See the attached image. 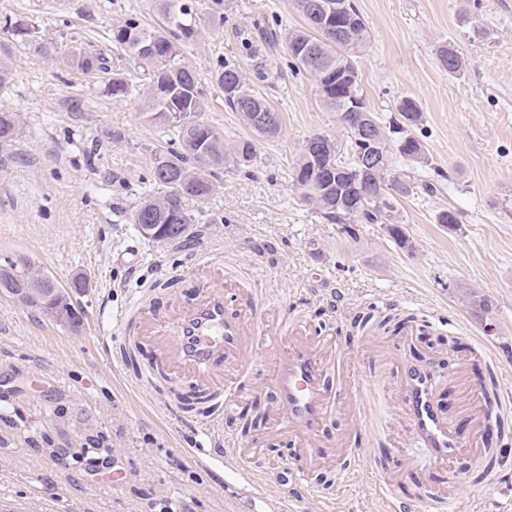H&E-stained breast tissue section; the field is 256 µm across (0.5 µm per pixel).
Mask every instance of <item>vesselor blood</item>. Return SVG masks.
Wrapping results in <instances>:
<instances>
[{"label": "vessel or blood", "mask_w": 512, "mask_h": 512, "mask_svg": "<svg viewBox=\"0 0 512 512\" xmlns=\"http://www.w3.org/2000/svg\"><path fill=\"white\" fill-rule=\"evenodd\" d=\"M198 294L171 319H149L154 334L167 337L166 358L175 360L176 374L190 375L202 395L211 401V424L222 422L234 407L224 396L241 372L257 362V337L266 335L267 376L278 395V405L269 423L275 433L298 439V455L305 461L322 456L316 438L332 408L344 406L363 396L365 387L349 378L345 354L326 340L301 334L295 319L280 316L266 326V307L254 294H247L244 309L230 311L224 300V286L207 280L196 281ZM401 344H393L376 360L389 372L395 393L374 392L367 414L376 430L384 432L392 418L404 420L411 439L428 448L433 461L450 464L460 458H481L464 431L454 426L436 401L438 382L429 368L401 356ZM385 512H419L430 505L434 512H458L456 501L435 487L423 495L397 499L392 488L400 476L390 466L378 473Z\"/></svg>", "instance_id": "obj_1"}]
</instances>
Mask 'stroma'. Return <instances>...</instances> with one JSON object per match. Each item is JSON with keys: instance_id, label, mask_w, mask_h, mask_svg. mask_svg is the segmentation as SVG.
I'll use <instances>...</instances> for the list:
<instances>
[{"instance_id": "35a3bbf8", "label": "stroma", "mask_w": 512, "mask_h": 512, "mask_svg": "<svg viewBox=\"0 0 512 512\" xmlns=\"http://www.w3.org/2000/svg\"><path fill=\"white\" fill-rule=\"evenodd\" d=\"M356 4L370 34L358 55L369 106L383 120L404 96L422 109L417 136L429 162L398 157L396 173L414 182L444 177L437 196L402 199L407 248L385 225L362 224L352 236L302 202L290 180L295 158L312 134L338 138L342 130L310 77L288 70L280 46L268 62L281 76L267 95L283 116L281 134L262 142L251 173L217 171V190L191 242L145 239L132 213L141 198L166 192L148 175L165 139L143 98L115 99L104 87L113 74L134 69L110 41L113 23L133 13L159 30L162 14L153 0H0V57L14 72L0 108L20 119L19 135L0 142V258L26 257L65 287L86 281L72 295L83 314L74 333L0 294V377L9 390L0 400V512H271L282 501L289 512H383L365 455L377 445L373 435L359 432L362 455L321 466L302 485L285 491L266 482L257 490L239 467L272 473L289 465L290 438L263 428L242 432L232 412L222 433L244 450L238 467L207 458L198 449V410L175 409L166 390L134 372L115 321L131 318L142 296L158 319H168L196 276L223 280L235 310L236 285L248 281L269 306L353 351L350 323L359 312L415 314L429 330L412 324L401 331L406 354L437 362L443 375L467 370V384L438 390L456 422L465 419L467 386L492 379L498 395L512 399V0ZM197 7L205 20L217 10L224 15L219 29L182 45L181 62L206 93L202 118L225 141L248 137L211 80L213 64L232 56L251 74L241 33L259 23L297 29L304 21L290 0L218 7L199 0ZM9 19L28 24L27 39L5 29ZM51 42L99 52L107 68L87 76L56 66L39 51ZM447 42L463 57L462 75L448 74L437 59ZM448 206L459 210L458 226L435 223ZM216 245L221 257L195 269ZM470 292L488 299L487 311L471 310ZM441 335L456 337L457 348L438 344ZM479 342L492 359L473 366ZM390 435L415 462L396 495L412 494L419 481L447 489L465 512H512L511 449L500 456L497 485L487 487L449 479L400 425ZM105 458L127 473L122 486L103 485L96 464Z\"/></svg>"}]
</instances>
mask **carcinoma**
Here are the masks:
<instances>
[{
	"label": "carcinoma",
	"instance_id": "cac0c4a2",
	"mask_svg": "<svg viewBox=\"0 0 512 512\" xmlns=\"http://www.w3.org/2000/svg\"><path fill=\"white\" fill-rule=\"evenodd\" d=\"M196 0H156L167 26L151 30L141 25L138 18L129 16L112 25L110 39L113 45L125 51L141 69L134 78L115 74L106 84V93L114 99L145 95L150 114L161 132L168 136L172 147L155 153L150 170L154 182L169 188L162 197H151L136 207L133 218L145 215L153 224H167L168 230L161 236L162 243L188 241L196 217L186 208L192 201L202 207L215 190L213 177L224 168L227 161L239 169L253 166L257 144L252 138H240L231 143L224 141V133L203 121L206 111V94L195 71L182 65V43L193 40L200 32L201 18L195 6ZM313 0H292L293 8L304 17L307 27L287 31L281 37L294 70L308 73L318 90L322 103L336 113L337 121L347 133V143L324 136V152L318 158L303 151L291 170L293 184L300 190L302 199L311 204L321 217L331 224H340L350 235H355L358 224H387L389 230L400 233L402 223L398 209L399 198L408 197L418 188L431 197L439 188L433 179L419 184L410 182L393 172L394 155L410 158L414 153H424V146L413 132L421 119L419 103L411 97H402L396 104L398 116L379 121L380 133L390 136L388 163L371 175L374 185L382 190L381 197L366 205L350 210L336 204L341 186L336 184V166L354 164L353 137L357 112L347 110L351 101H366L357 68V54L369 39L365 20L353 0H322L328 6V14L316 15L307 4ZM271 40L268 31L260 29V36L245 45L248 57L254 62L253 71L257 82L273 87V75L267 68L264 52ZM44 51L55 60L86 75L105 69L104 58L98 53L75 49L61 53L53 47ZM439 61L450 73H458L463 62L457 49L443 46ZM213 79L224 93V106L237 113L257 136L271 139L279 136L283 119L270 103L262 89L253 86L243 73L240 64L232 58H220L213 70ZM273 112L276 124L262 128L255 124L258 113ZM19 125L15 114L0 109V141L7 142L17 136ZM168 174L161 175L160 168ZM29 284L40 289L41 305L29 307L52 321L59 313L74 306L66 292L54 294L50 289L58 287L56 281L31 264L16 266V260L0 262V289ZM417 321L412 314L399 313L376 315L367 312L357 318L354 328L360 332L395 333L408 323Z\"/></svg>",
	"mask_w": 512,
	"mask_h": 512
}]
</instances>
